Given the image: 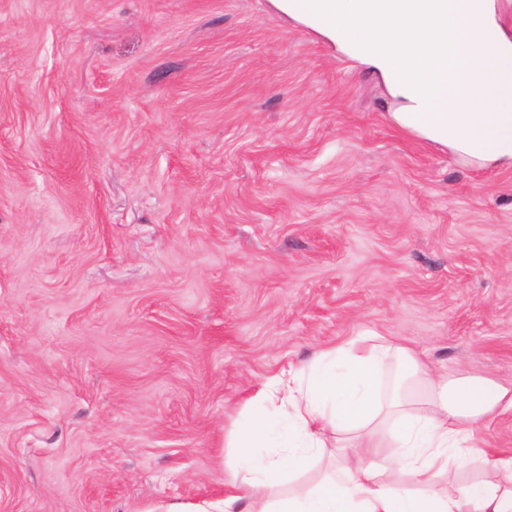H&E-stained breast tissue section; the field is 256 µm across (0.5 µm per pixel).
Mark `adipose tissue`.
Segmentation results:
<instances>
[{
	"label": "adipose tissue",
	"instance_id": "obj_1",
	"mask_svg": "<svg viewBox=\"0 0 512 512\" xmlns=\"http://www.w3.org/2000/svg\"><path fill=\"white\" fill-rule=\"evenodd\" d=\"M269 3L376 74L394 126L474 167H512V35L497 0ZM247 407L230 430L223 498L166 512H512V453L475 443L512 412V388L434 371L377 334L259 382ZM333 446V471L284 489ZM475 462L485 477L448 479Z\"/></svg>",
	"mask_w": 512,
	"mask_h": 512
}]
</instances>
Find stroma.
<instances>
[{"label":"stroma","mask_w":512,"mask_h":512,"mask_svg":"<svg viewBox=\"0 0 512 512\" xmlns=\"http://www.w3.org/2000/svg\"><path fill=\"white\" fill-rule=\"evenodd\" d=\"M268 0H0V512L221 498L256 383L365 332L512 386V168Z\"/></svg>","instance_id":"35a3bbf8"}]
</instances>
